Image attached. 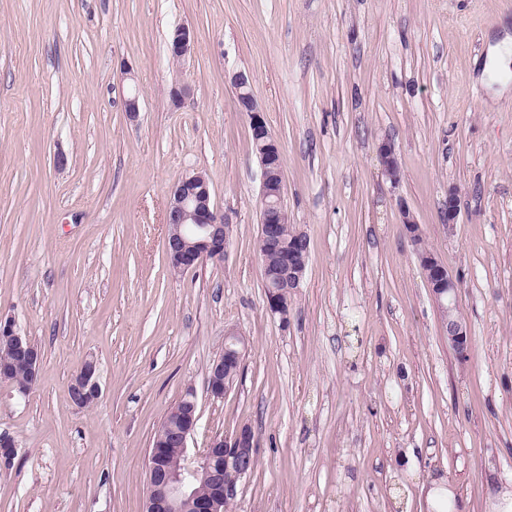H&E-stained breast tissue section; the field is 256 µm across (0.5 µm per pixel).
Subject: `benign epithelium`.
<instances>
[{"label": "benign epithelium", "mask_w": 512, "mask_h": 512, "mask_svg": "<svg viewBox=\"0 0 512 512\" xmlns=\"http://www.w3.org/2000/svg\"><path fill=\"white\" fill-rule=\"evenodd\" d=\"M194 32L185 25L174 30L168 50L172 60L182 63L191 52ZM239 110L247 113L253 132L262 180L260 185V224L267 245L274 251L282 250L276 225L288 218L282 201V166L278 141L273 137L264 111L258 104L247 75L240 73L234 79ZM378 154L384 175L394 184L399 182L400 167L394 147L383 142ZM401 223L413 242L419 262L431 268L434 278L427 279L435 303L448 335V345L461 358L465 357L470 337L465 322L454 315L458 280L448 266L428 251L420 242L419 224L407 206L400 202ZM166 258L175 273L196 269L211 258L221 260L230 239L231 224L217 211L212 202L210 182L205 173L196 172L181 178L171 189L165 214ZM308 239L298 232L288 246L289 259L277 267H262V277L273 289L266 297V307L273 315L288 323V310L283 299L300 288L305 269L297 261L299 255L309 254ZM0 346L10 360L0 363V381L12 384L13 366H24L30 380L38 377L41 354L34 343L22 335L10 318L0 317ZM207 392L221 398L227 391L224 385V355L214 358L207 370ZM70 392L79 406L95 402L100 395L97 361L89 360L73 377ZM182 411L178 425L170 428L168 440L181 448L177 465L160 463L162 449L149 450L147 465L148 494L144 512H225L224 502L238 494L239 483L253 469L254 435L244 426L233 436H215L207 448L197 455L187 452L188 440L193 435L200 414L196 393L189 388L180 399ZM17 456L14 439L7 433L0 435V468H9Z\"/></svg>", "instance_id": "1"}]
</instances>
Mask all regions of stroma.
Listing matches in <instances>:
<instances>
[{
    "label": "stroma",
    "instance_id": "obj_1",
    "mask_svg": "<svg viewBox=\"0 0 512 512\" xmlns=\"http://www.w3.org/2000/svg\"><path fill=\"white\" fill-rule=\"evenodd\" d=\"M182 24L195 45L177 69ZM507 34L512 0H0V316L41 352L28 396L0 384V433L19 448L0 512H142L153 434L189 388L190 453L255 434L235 512H435V488L448 512H507L512 69L485 72ZM240 71L309 241L284 321L256 252L261 167ZM178 79L193 95L177 108ZM195 172L232 232L223 260L175 274L167 202ZM401 201L460 279L465 357ZM229 327L245 356L216 399L207 368ZM88 358L101 395L81 407L70 384ZM194 39L195 36L192 29L185 25L178 26L174 30V36L168 45L172 60L177 63L184 62L186 56L193 48ZM378 154L384 175L392 183H398L400 179V167L394 147L388 142H383L379 146Z\"/></svg>",
    "mask_w": 512,
    "mask_h": 512
}]
</instances>
